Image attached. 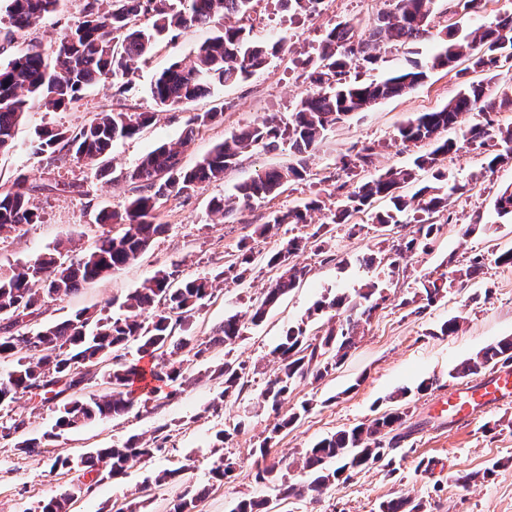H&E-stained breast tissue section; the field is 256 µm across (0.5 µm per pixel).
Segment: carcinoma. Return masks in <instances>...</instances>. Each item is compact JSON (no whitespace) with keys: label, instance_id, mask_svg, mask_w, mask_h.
<instances>
[{"label":"carcinoma","instance_id":"cac0c4a2","mask_svg":"<svg viewBox=\"0 0 512 512\" xmlns=\"http://www.w3.org/2000/svg\"><path fill=\"white\" fill-rule=\"evenodd\" d=\"M10 28L4 38L14 40L17 33H33L47 17L57 13L64 0H7ZM253 0H85L82 20L69 28L54 47L46 50L36 40L0 65V153L15 145V129L24 114L34 107L65 110L80 100L83 89L96 81H122L166 36L195 25H219L216 35L202 43L188 64L175 63L154 80L151 94L157 106L174 108L193 101L212 86L235 84L263 66L274 48L256 39L253 30L257 18L252 15ZM437 0H394L393 9L378 14L373 24L363 28L350 21H340L322 36L315 59L306 73L311 91L303 96L290 113L288 121L266 118L231 133L195 166L181 164L180 148L191 141L200 128L222 116L220 112H202L191 116L176 143H164L142 158L134 168L112 177V182L132 185L133 195L121 210L100 209L96 223L122 227L118 233L101 235L87 252H78L70 242H59L52 251L0 275V311L18 312L22 319L41 314L48 300L67 297L86 283L106 277L136 261L152 240L165 232L166 225L156 221L161 200L176 195L187 197L203 184L224 180L239 157L258 147L276 149L288 145L298 156L314 151L325 132L335 124L359 112H367L381 100L407 94L427 78L422 70H400L380 80L363 81L353 74L359 68L374 66L384 44L402 47L432 39L436 50L432 68H446L464 77L481 73L485 79L463 81L458 95L433 112H422L398 130L402 143L425 142L429 151L417 155L411 165L389 168L352 185L348 180L374 164L375 146L364 145L354 154L341 158L347 180L336 185L343 199L331 212V223L345 224L348 233L357 234L361 227L350 223L355 213L364 211L379 200L389 207L376 214V223L405 224L409 231L391 250L399 257L426 251L437 236L441 224L449 223L448 199L468 192V184L452 180L438 168L439 158L459 151L458 142L442 133L459 126L463 140L484 149V172L512 160V127H494L492 120L464 125L463 117L471 112L485 116L502 110L512 111V95L495 96L489 82L499 77L512 79V14L499 16L464 33L458 24H450L434 33L433 17ZM481 0H448V11L468 16L479 8ZM145 18L148 24H140ZM236 18L238 22L231 23ZM155 118L153 112H100L89 123L74 130L45 127L36 132L35 153L55 162L68 159L94 171L95 177L110 174L108 154L112 144L138 135ZM433 172L434 185L419 187L412 195L403 189L418 182L419 173ZM310 177L306 162L288 163L281 168L266 169L235 187L236 193L211 201V212L222 218L241 211L255 200L277 193L285 184ZM27 179L19 177L12 187L0 192V237L20 232L24 227L41 223V215L31 202ZM326 208L325 201L310 198L287 211L273 213L267 223L257 226L254 234L266 237L280 224H306L313 211ZM303 239H288L279 249L265 255L267 267L278 271L275 281L263 296L251 305L249 322L261 323L269 309L282 296L296 288L306 275V268L293 263ZM252 249L241 245L238 254L215 279L225 276L232 283L248 282L254 270ZM439 276H424L421 291L402 300L408 306L423 304L414 312L433 306L447 288L463 278L481 273L485 256L473 254L466 264L454 265ZM213 279V280H215ZM213 280L208 277L177 280L173 274L158 271L142 288L128 294L122 303V317L93 315L79 310L70 318L48 323L39 329L44 348L31 351L13 324H0V359H8L12 370L0 376V406L11 404L30 390L43 388L42 400L57 402L59 414L54 429L40 436L21 430L16 444L26 455H39L41 449L62 432L96 420L120 416L139 399L140 394L154 395L161 385H184L193 380L189 367L175 361L184 346L180 334L189 331L192 320L213 295ZM41 287L34 288L35 284ZM383 287L376 281L366 283L355 295H340L317 302L308 319L327 310L336 311V325L323 334L308 333L307 322L291 326L273 351L280 372L269 380L261 392L262 402L279 411L288 400L298 380L318 381L336 370L355 345L362 322L382 298ZM245 322L233 315L224 319L209 340L193 347L200 358L212 344H234L241 338ZM135 344L143 356L152 361L149 370L122 361L121 351ZM512 364V337H505L479 351L454 368L451 377L471 375L488 366ZM219 375L224 377L223 400L239 397L250 383L247 365L235 359L224 360ZM95 381L104 393L86 397L82 390ZM407 411L397 406L367 423L339 430L316 442L305 451L307 480L292 482L286 471L290 465L281 457L267 462L271 443L284 428L294 425L300 413L292 412L281 419L253 449L261 459L253 473L255 482L269 486L283 499L297 497L308 490L322 493L342 478H350L383 457L382 451L393 450L403 440L398 429ZM157 438H129L122 446L98 448L95 453L74 465L67 458L56 457L53 466L75 469L95 476L98 482L118 480L126 474L133 460L148 461L161 451ZM203 491L187 489L171 505L169 512H193ZM74 498L66 493L36 508V512H68ZM231 512H269L268 500L242 499ZM379 512H416L404 498L390 499L379 505Z\"/></svg>","mask_w":512,"mask_h":512}]
</instances>
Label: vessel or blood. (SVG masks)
<instances>
[{
  "label": "vessel or blood",
  "instance_id": "1",
  "mask_svg": "<svg viewBox=\"0 0 512 512\" xmlns=\"http://www.w3.org/2000/svg\"><path fill=\"white\" fill-rule=\"evenodd\" d=\"M512 398V367L498 368L493 375L479 383L450 392L447 401L450 422L461 423L477 410L496 406Z\"/></svg>",
  "mask_w": 512,
  "mask_h": 512
}]
</instances>
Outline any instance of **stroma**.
<instances>
[{"label": "stroma", "mask_w": 512, "mask_h": 512, "mask_svg": "<svg viewBox=\"0 0 512 512\" xmlns=\"http://www.w3.org/2000/svg\"><path fill=\"white\" fill-rule=\"evenodd\" d=\"M262 18L256 34L270 43H280L279 53L262 70L238 84L216 86L207 95L182 107L158 110L150 94L156 73L176 62L189 61L199 45L212 37V26H192L164 38L158 49L142 62L129 80L99 83L88 87L72 108L27 112L15 135V148L0 156V191L9 189L17 176H26L36 190L32 200L41 223L26 231L0 238V268L7 270L49 251L61 239H71L77 250H90L108 227L96 223L102 207L122 209L131 190L126 183L110 186L98 181L93 171L67 160L47 164L34 155L29 141L36 128L53 126L76 129L103 111L153 112L157 118L131 139L112 146V167L120 171L134 167L140 158L164 143L176 142L190 116L211 109L221 110V122L209 125L189 142L182 163L195 165L230 133L266 116L287 118L309 90L303 63L315 57L325 29L340 20L371 24L378 14L390 10V0H322L315 12L296 14L280 0H254ZM433 43L423 41L384 54L377 69L362 71L365 80L382 79L404 68L427 70L425 83L412 92L380 102L369 111L355 114L332 126L317 150L307 158L312 173L308 182H298L280 193L253 202L241 214L218 219L209 210L212 198L230 195L236 184L256 172L292 162L287 147L256 149L241 156L223 181L200 185L189 198H171L159 208V220L168 230L157 237L133 264L104 279L84 285L74 294L51 302L46 319L61 321L80 309L98 313L111 311L113 303L141 287L146 279L164 270L178 277H211L222 271L227 254L236 253L240 242L267 252L295 236L306 235L299 224H283L274 235L255 237V227L271 212L292 208L310 193L328 196L330 180L343 155L365 144L375 145L376 170L409 165L427 143L405 146L398 128L421 112L445 106L462 87L455 73L432 68ZM484 154L471 146L441 160V168L470 191L448 202L451 221L442 225L431 248L399 259L398 272L386 266H369L364 256L375 251L382 238L398 240L403 227L381 235L374 216L385 207L355 214L353 223L361 230L347 235L343 226L329 224L327 253L306 246L296 258L309 272L298 288L271 308L260 326H247L231 347L217 344L201 358L181 351L197 383L175 398L139 402L128 414L95 422L62 434L47 453L29 456L13 441L0 439V512H34L39 502L71 492L75 498L70 512H117L132 493L141 492L144 512H167L170 501L185 488L205 489L194 512H230L234 502L245 497L265 498L271 490L251 477L259 438L277 421L270 406L261 403L260 392L273 377L277 365L273 348L288 327L306 319L310 308L322 298L339 293L355 294L370 281L379 282L388 300L367 323L345 362L321 381L296 382L283 405L285 412L302 410L300 420L282 431L271 449L272 456L300 458L320 438L341 429L369 422L393 407V395L405 391L408 415L400 428L405 439L392 454L391 463H377L337 481L322 494L292 497L281 502L279 512H378L381 502L406 497L421 504V512H512V402L479 412L469 422L449 424L441 405L452 390L481 381V374L455 378L451 371L483 347L512 337V267L495 264L496 253L512 248V218L500 217L495 197L512 184V163L494 175L482 173ZM482 253L487 262L475 278L454 283L445 297L417 315L401 304L420 288L423 275L444 271L448 259L462 260ZM276 276L265 265H257L249 287L219 283L215 296L193 321V341L212 336L225 316L245 315ZM462 317L460 330L439 335L440 324ZM245 361L250 387L239 398L229 400L220 411L211 405L222 389L215 373L225 358ZM430 389L417 393L422 381ZM237 428L225 446H218V431ZM165 438V448L150 461L133 464L118 482L104 481L75 492V471L54 467L55 457L79 460L98 448L123 444L130 436ZM233 462L234 470L217 481L210 469L216 452ZM183 468L179 484L162 488L146 485L152 473ZM461 473L475 474L467 484L458 482Z\"/></svg>", "instance_id": "stroma-1"}]
</instances>
